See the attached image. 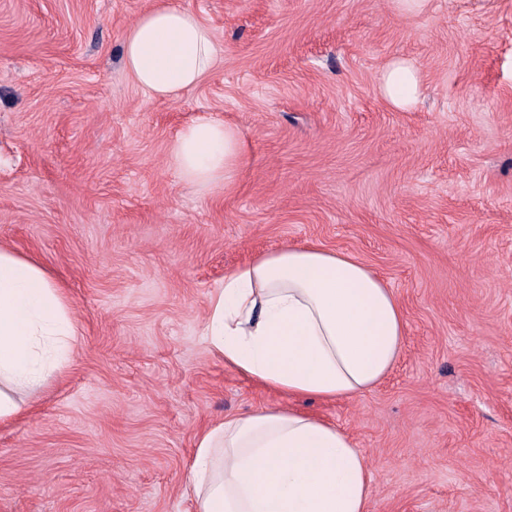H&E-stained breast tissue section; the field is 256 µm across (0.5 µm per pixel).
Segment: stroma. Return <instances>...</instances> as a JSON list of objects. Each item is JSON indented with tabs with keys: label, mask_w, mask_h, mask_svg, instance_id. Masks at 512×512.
I'll return each instance as SVG.
<instances>
[{
	"label": "stroma",
	"mask_w": 512,
	"mask_h": 512,
	"mask_svg": "<svg viewBox=\"0 0 512 512\" xmlns=\"http://www.w3.org/2000/svg\"><path fill=\"white\" fill-rule=\"evenodd\" d=\"M158 0H0V245L63 289L68 365L0 424V512H193L198 435L293 404L348 432L370 512H512V0H170L212 29L215 69L169 99L122 63ZM411 62L393 107L379 76ZM206 114L247 163L202 189L168 163ZM352 253L407 322L353 399L288 400L201 334L255 255ZM380 87L384 97L395 107L410 109L420 95L417 71L404 60H394L383 70Z\"/></svg>",
	"instance_id": "stroma-1"
}]
</instances>
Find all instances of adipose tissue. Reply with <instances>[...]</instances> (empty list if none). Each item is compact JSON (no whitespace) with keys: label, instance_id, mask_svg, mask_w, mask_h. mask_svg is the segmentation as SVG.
Segmentation results:
<instances>
[{"label":"adipose tissue","instance_id":"adipose-tissue-1","mask_svg":"<svg viewBox=\"0 0 512 512\" xmlns=\"http://www.w3.org/2000/svg\"><path fill=\"white\" fill-rule=\"evenodd\" d=\"M128 75L171 97L217 63L211 28L188 8L162 4L123 39ZM400 109L420 95L403 60L380 77ZM248 146L237 127L202 116L173 140L169 163L201 188L233 186ZM407 331L400 302L369 266L315 244L255 256L225 274L208 300L203 334L224 364L291 397L352 398L392 368ZM77 329L61 288L29 257L0 247V422L17 416L18 388L38 386L66 364ZM186 482L195 512H369L370 464L350 435L293 409L263 408L203 433Z\"/></svg>","mask_w":512,"mask_h":512}]
</instances>
